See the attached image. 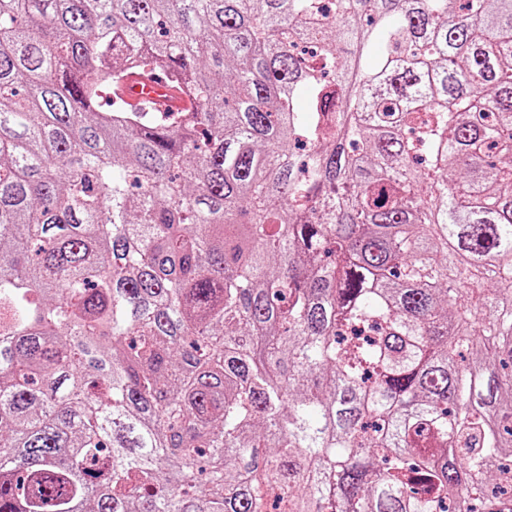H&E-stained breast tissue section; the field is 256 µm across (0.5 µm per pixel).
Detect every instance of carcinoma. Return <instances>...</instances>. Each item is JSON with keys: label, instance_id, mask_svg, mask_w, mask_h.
<instances>
[{"label": "carcinoma", "instance_id": "carcinoma-1", "mask_svg": "<svg viewBox=\"0 0 512 512\" xmlns=\"http://www.w3.org/2000/svg\"><path fill=\"white\" fill-rule=\"evenodd\" d=\"M0 512H512V0H0ZM113 95L132 108L151 107L165 112H178L188 107L187 98L167 81L158 80L155 73L144 71L124 76L113 87Z\"/></svg>", "mask_w": 512, "mask_h": 512}]
</instances>
